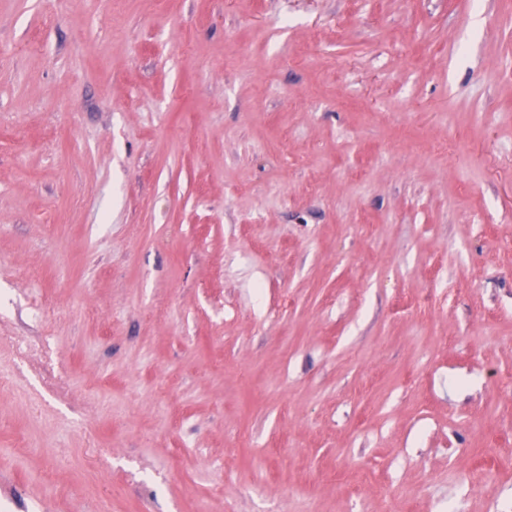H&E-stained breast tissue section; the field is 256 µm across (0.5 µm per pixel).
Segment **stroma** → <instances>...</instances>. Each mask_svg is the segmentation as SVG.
<instances>
[{"label": "stroma", "instance_id": "1", "mask_svg": "<svg viewBox=\"0 0 512 512\" xmlns=\"http://www.w3.org/2000/svg\"><path fill=\"white\" fill-rule=\"evenodd\" d=\"M1 380L8 512H512V0H0Z\"/></svg>", "mask_w": 512, "mask_h": 512}]
</instances>
